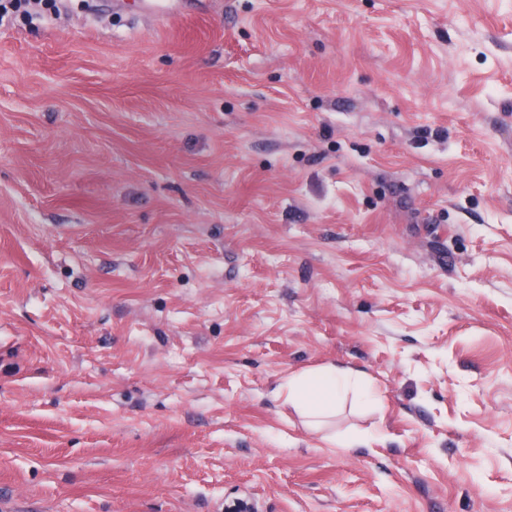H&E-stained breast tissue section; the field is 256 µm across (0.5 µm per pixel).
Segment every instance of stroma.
<instances>
[{
    "label": "stroma",
    "mask_w": 512,
    "mask_h": 512,
    "mask_svg": "<svg viewBox=\"0 0 512 512\" xmlns=\"http://www.w3.org/2000/svg\"><path fill=\"white\" fill-rule=\"evenodd\" d=\"M140 11L0 25V512H512V0ZM287 401L308 423L318 426L320 420L331 415L339 400L353 393L363 404L376 399L371 381L359 370L327 364L288 378L285 386Z\"/></svg>",
    "instance_id": "1"
}]
</instances>
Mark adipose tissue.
I'll return each mask as SVG.
<instances>
[{
	"label": "adipose tissue",
	"mask_w": 512,
	"mask_h": 512,
	"mask_svg": "<svg viewBox=\"0 0 512 512\" xmlns=\"http://www.w3.org/2000/svg\"><path fill=\"white\" fill-rule=\"evenodd\" d=\"M286 389L288 403L314 426L331 415L346 394H354L364 404L376 399L371 381L362 372L333 363L289 378Z\"/></svg>",
	"instance_id": "1"
}]
</instances>
